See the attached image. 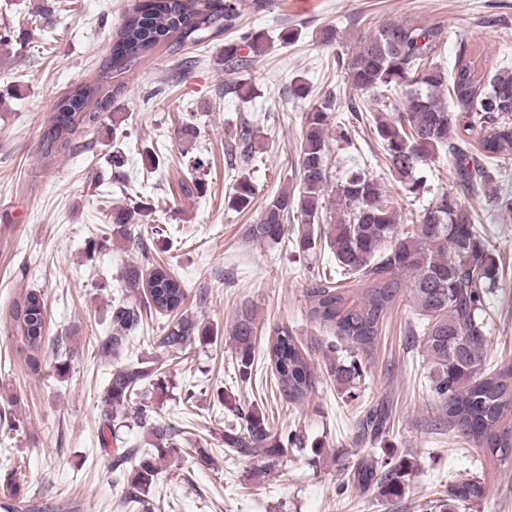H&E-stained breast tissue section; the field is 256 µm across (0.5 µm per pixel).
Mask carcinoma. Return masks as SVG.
Here are the masks:
<instances>
[{
  "mask_svg": "<svg viewBox=\"0 0 512 512\" xmlns=\"http://www.w3.org/2000/svg\"><path fill=\"white\" fill-rule=\"evenodd\" d=\"M263 0H136L112 38L110 56L99 79L74 86L50 114L39 136L43 158L69 149L74 135L100 121V111L109 106L103 84L125 73L140 58L161 43L173 52L203 43L232 29L236 21ZM448 43L443 26L410 22L381 25L360 41L351 53H336V64L350 88L366 94L384 89L399 92L401 107L392 114L374 116V133L384 151L389 171L410 194L424 192L416 176L422 165L445 156L451 161L454 192L435 196L419 215L417 232L400 229L399 214L380 184L363 168L349 170L337 185L330 222L320 224L326 208V130L333 103L325 98L306 113L299 151V183L284 187L270 198L257 221L248 225V238L257 243H276L285 223L301 217L295 231V248L308 255L317 248L332 254L335 274H323L306 289L307 312L312 322L333 334L326 344L327 374L344 394L355 399L364 371L359 354L375 346L379 330L401 296L409 288L420 324L416 333L432 364L429 392L448 421V430L480 448L489 462L512 461V361L486 368L487 299L496 290L511 289L496 250L487 238L478 214L465 205V198L488 193L497 210L512 213V192L502 194L496 174L507 167L503 158L512 154V67L503 66L488 75L472 59V51L458 43L451 70L434 62ZM271 44L261 32H246L224 44V68L231 74L248 71ZM248 49L242 53V49ZM479 139L478 153L471 151L469 137ZM257 132L249 122L240 126L232 150L242 163L256 162ZM205 167L199 157L189 161L180 181V192L193 197L203 191L197 171ZM255 198L247 178L237 180L228 206L243 212ZM149 216L141 200L112 209V238L125 240L130 225ZM128 296L112 302L110 331L98 343L103 358L128 350L131 335L144 322V313L175 312L162 329L158 344L169 352H184L195 342L206 344L218 336L209 325L182 313L176 314L187 295L182 282L163 267L145 272L130 264L121 274ZM144 293L141 300L135 299ZM20 351L28 358L44 343L45 303L41 294L29 291L13 301L9 311ZM259 331L255 311L244 306L234 322L231 338L235 349L237 377L252 382L254 341ZM267 356L279 395L290 404L304 403L317 376L288 327L273 329ZM152 378L161 379V368L140 364L117 367L104 389V403L111 412L148 432L149 448L138 452L132 468L119 475L126 486V499L152 512L145 496L163 465L181 452V432L159 421L155 409L132 407L137 391ZM389 408L370 409L359 422L363 433L376 439L387 428ZM242 425L224 432V447L244 458L261 456L273 464L290 448L303 447V436L294 431L272 434L265 414L252 410L241 414ZM412 462L395 463L363 459L351 473L352 484L376 491L385 498L404 491ZM14 509L24 507L31 495L14 481L7 485ZM487 496L484 481L462 479L440 500V512H456L459 504Z\"/></svg>",
  "mask_w": 512,
  "mask_h": 512,
  "instance_id": "carcinoma-1",
  "label": "carcinoma"
}]
</instances>
